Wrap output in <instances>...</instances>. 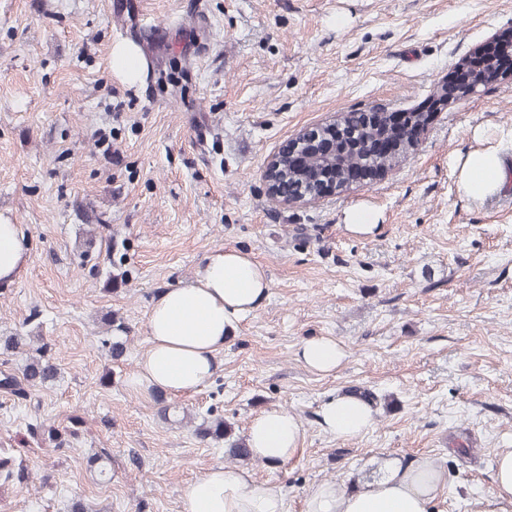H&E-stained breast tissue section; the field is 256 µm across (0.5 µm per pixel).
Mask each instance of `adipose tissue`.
Masks as SVG:
<instances>
[{"mask_svg": "<svg viewBox=\"0 0 512 512\" xmlns=\"http://www.w3.org/2000/svg\"><path fill=\"white\" fill-rule=\"evenodd\" d=\"M505 152L496 148L468 153L458 161L464 193L474 199L492 194L505 172ZM29 257L20 225L0 220V283L12 284ZM265 269L248 255L216 249L194 278L162 289L153 301L146 324L149 345L130 380L134 390L181 395L197 391L218 368V359L237 323L267 298ZM313 371L338 370L346 353L333 338L304 341L298 352ZM321 424L330 434L349 439L374 424L368 405L349 395L329 400ZM247 443L254 459L269 465L294 455L303 438L298 418L271 409L248 426ZM445 476L428 461L399 465L382 480L354 490L335 483L312 486L307 512H432ZM183 512H286L280 490L256 481L252 472L220 464L191 482L183 493Z\"/></svg>", "mask_w": 512, "mask_h": 512, "instance_id": "obj_1", "label": "adipose tissue"}]
</instances>
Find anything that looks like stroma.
Here are the masks:
<instances>
[{
	"label": "stroma",
	"instance_id": "stroma-1",
	"mask_svg": "<svg viewBox=\"0 0 512 512\" xmlns=\"http://www.w3.org/2000/svg\"><path fill=\"white\" fill-rule=\"evenodd\" d=\"M0 0V217L29 258L0 287V336H42L54 381L0 393V512H182L185 486L223 463L191 426L129 384L155 295L217 248L248 253L270 280L201 390L167 404L213 410L239 430L271 408L301 421L297 452L255 478L286 512L321 482L352 489L395 463L432 461L447 481L434 512H512L493 465L512 448V200L462 191L459 157L512 137V79L434 112L415 146L373 183L315 201L276 200L268 161L302 132L359 112L425 109L458 65L512 31V0ZM144 65L130 85L114 45ZM357 211L371 232L349 229ZM119 244L81 267L86 225ZM126 274L105 289L109 268ZM114 311L128 350L99 325ZM330 337L347 357L320 374L296 357ZM353 386L398 402L342 440L320 410ZM51 428V440L39 431ZM107 448V476L89 455ZM110 67L125 82L134 83L140 75L141 60L134 47L117 44L111 51ZM102 327H104L106 334L112 333L110 344V353L114 359L123 356L127 348L128 342V327L121 316L116 313H106L101 318Z\"/></svg>",
	"mask_w": 512,
	"mask_h": 512
}]
</instances>
